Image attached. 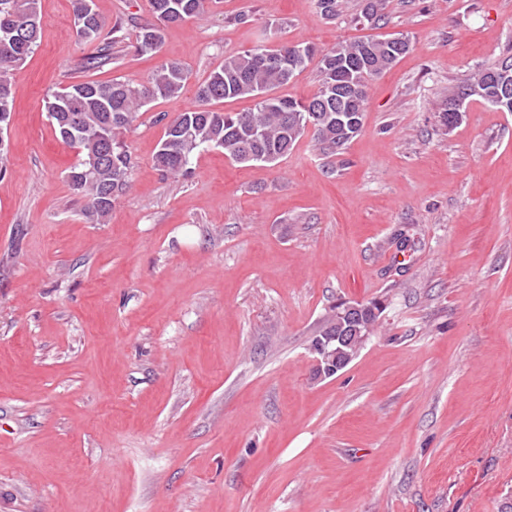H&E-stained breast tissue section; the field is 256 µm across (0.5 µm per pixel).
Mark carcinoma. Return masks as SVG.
<instances>
[{
    "label": "carcinoma",
    "instance_id": "1",
    "mask_svg": "<svg viewBox=\"0 0 512 512\" xmlns=\"http://www.w3.org/2000/svg\"><path fill=\"white\" fill-rule=\"evenodd\" d=\"M209 0H149L156 23L135 36L137 51L159 52L163 31L171 24L200 17ZM76 36L97 41L105 23L93 9V0H74ZM43 24L40 0H0V129H8L13 110L12 76L36 47ZM400 38L341 43L317 52L309 46L279 42L224 57L197 88L198 105L170 120L154 156L165 174L178 177L188 171L194 156L221 148L232 161L253 166L274 164L287 156L309 132L326 154L346 148L363 128L373 80L391 69L406 50ZM475 73L459 87L467 98L487 104L497 94L503 77L512 85V70L504 75L497 63ZM315 65L318 90L308 99L285 97L278 90ZM187 73L176 62L156 67L144 83L86 80L54 92L43 101L57 137L77 152L78 163L68 173L72 190L86 200L85 215L105 224L112 206L131 186L134 168L128 145L118 136L129 130L139 111L159 98L177 97ZM257 99L249 112H224L214 105L225 100ZM356 325L372 330L379 319L377 301L364 303Z\"/></svg>",
    "mask_w": 512,
    "mask_h": 512
}]
</instances>
